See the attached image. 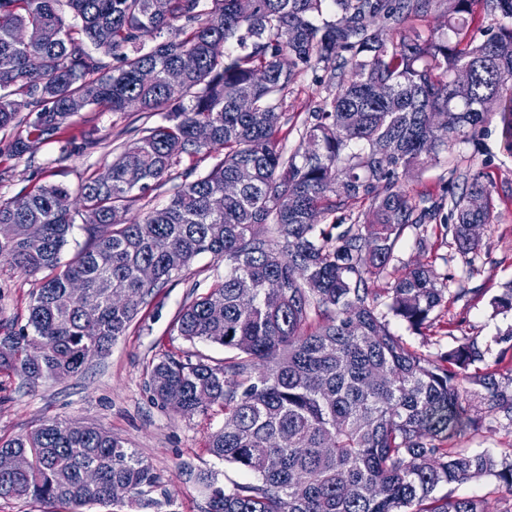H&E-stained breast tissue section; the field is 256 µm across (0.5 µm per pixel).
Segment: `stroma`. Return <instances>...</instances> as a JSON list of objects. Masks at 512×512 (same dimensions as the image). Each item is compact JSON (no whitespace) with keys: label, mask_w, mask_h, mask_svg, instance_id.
<instances>
[{"label":"stroma","mask_w":512,"mask_h":512,"mask_svg":"<svg viewBox=\"0 0 512 512\" xmlns=\"http://www.w3.org/2000/svg\"><path fill=\"white\" fill-rule=\"evenodd\" d=\"M317 93L311 76H304L287 97V119L278 138L286 148L299 143V130ZM143 125L140 113L107 112L92 107L81 112L74 123L65 125L57 142L32 143L20 156L0 155V201H7L41 183L61 184L78 191L82 181L112 159V141H137ZM91 138L95 145L82 153L58 161L60 144ZM480 149L457 145L452 161L403 174L401 182L412 195L439 193L451 171L480 174L493 186V224L483 232L471 262L451 253L448 245L439 250L419 249L413 234H405L397 245V268L434 266L448 278V312L427 335L409 330L391 319L390 329L416 349L440 354L455 347L462 337L475 339L484 352L476 371L499 369L512 373V342L501 335L512 327V313L497 314L491 300L503 284L512 281V131L501 115H494L480 135ZM224 276V263L211 255L197 256L178 276L147 296L127 332L113 342L108 354L93 358L76 375L29 385L22 376L0 373V438H17L46 422L100 426L124 441L153 468L159 484L152 489L150 505L125 501L56 507L32 498L0 500V512H204L208 491L191 479V472H216L220 485L250 481V474L219 461L207 451V437L224 424V413L212 407L207 413L184 416L153 401L147 389L151 368L163 354L193 359L203 355L212 363L223 362V347L190 343L178 336L175 319L191 303L195 292H207ZM38 277L28 276L10 261H0V319L13 329L25 326L31 294ZM460 447L494 458L512 455V431L486 417L482 432L462 438ZM442 494L482 500L485 512H512V493L485 476L442 487Z\"/></svg>","instance_id":"1"}]
</instances>
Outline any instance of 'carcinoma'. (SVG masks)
I'll return each instance as SVG.
<instances>
[{
	"label": "carcinoma",
	"mask_w": 512,
	"mask_h": 512,
	"mask_svg": "<svg viewBox=\"0 0 512 512\" xmlns=\"http://www.w3.org/2000/svg\"><path fill=\"white\" fill-rule=\"evenodd\" d=\"M239 2L0 0V130L15 131L12 154L55 141L91 106L160 117L135 143L115 144L78 197L44 184L0 202V224L12 225L0 257L26 275L47 272L30 331L0 336V372L31 382L79 372L109 351L153 289L209 253L224 261V279L182 309L177 332L234 355L211 365L166 354L148 382L162 405L179 399L181 414L220 406L224 425L208 452L254 477L221 487L198 473L205 512H485L479 499L435 491L490 476L512 493V459L455 447L485 415L512 425V376L469 373L484 360L473 340L434 358L389 330L391 314L421 334L447 307L432 268L394 277L382 303L369 281L388 271L408 229L424 248L429 227L449 223L461 255L478 249L471 227L489 224L493 209L480 175L418 201L399 175L477 144L493 116L484 99L512 104V25L470 36L475 4L512 19V0H250L247 12ZM440 8L447 35L414 25ZM462 68L473 71L468 84L454 80ZM308 72L325 95L288 151L276 138L283 104ZM201 154L212 159L206 171L187 169L164 207L128 221L134 198ZM474 197L483 209L470 208ZM355 203L368 207L356 214ZM77 204L89 243L64 262ZM146 265L156 272L149 285ZM271 279L281 285L276 308L266 302ZM491 305L512 312V282ZM31 338L46 346L38 362L24 354ZM466 381L485 391L482 416ZM1 452H25L31 465L0 474V499L108 503L116 484L137 497L158 483L135 450L98 427L45 423L0 440ZM89 469L93 484L83 480Z\"/></svg>",
	"instance_id": "obj_1"
}]
</instances>
